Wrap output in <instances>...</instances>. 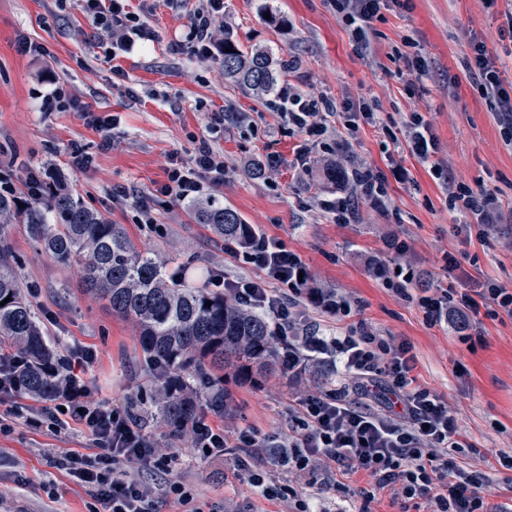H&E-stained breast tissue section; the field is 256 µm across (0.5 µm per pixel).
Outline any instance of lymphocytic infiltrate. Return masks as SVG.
Here are the masks:
<instances>
[{"instance_id":"obj_1","label":"lymphocytic infiltrate","mask_w":512,"mask_h":512,"mask_svg":"<svg viewBox=\"0 0 512 512\" xmlns=\"http://www.w3.org/2000/svg\"><path fill=\"white\" fill-rule=\"evenodd\" d=\"M82 2L92 26L111 33L113 49L130 51L145 37L147 16L132 11L129 0ZM328 2L349 27L356 44L364 47L382 9L406 7L408 0ZM223 15L224 0H206L196 13L189 38L198 57H210L217 48L215 31ZM464 37L462 71L512 143V80L504 81L484 41L470 31ZM273 110L302 137L295 153V164L302 170L330 122L336 120L351 128L362 120H376L366 102L338 103L285 86L275 95ZM403 128L409 154L429 165L437 179L447 180L448 171L437 159L439 143L429 120L412 112L404 119ZM165 174V182L146 196L136 198L128 188L114 187L113 202H133L138 223H153L159 198L171 204L196 200L207 187L223 184L224 155L204 138L191 163L170 156ZM351 174L348 184L338 185L319 201L321 209L339 224L356 217L352 194L377 208L387 195L389 182L403 184L411 179L409 170L399 163L391 164L386 174L362 166L352 168ZM449 207L472 214L483 227L492 223L496 212L494 197L487 189L462 183L455 184ZM232 253L254 269V276L234 280L218 274L211 283L270 319L274 335L284 339L279 353L282 368L296 377L305 372L307 361L324 355L338 367L339 379L335 388L300 399L295 419L283 435L262 437L248 430L221 428L204 419L195 422L190 449L196 458L215 460L231 449H244L255 463L247 471V481L256 488L264 487L268 480L259 464L269 460L301 477L322 468L360 472L375 488L408 500H423L427 512H508L506 507L490 506L476 491L473 479L449 463V451L460 445V426L437 394L417 385L408 342L386 341L363 325L342 336H323L304 324L297 297H306L313 306L334 316L349 314L350 306L336 293L315 286L305 272V263L281 240L255 231ZM418 304L430 325L455 316L466 321L482 313L492 318L512 317V289L488 281L455 299L444 293L423 295ZM42 414L53 431L74 423L93 437L94 451H66L54 458L53 465L82 486L101 512H159L162 497L181 505L190 503L191 496L180 481H166L157 491L143 480L147 471L169 472L170 456L158 453L126 412L108 401L88 398L78 379H71Z\"/></svg>"}]
</instances>
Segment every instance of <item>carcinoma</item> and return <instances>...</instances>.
Here are the masks:
<instances>
[{"mask_svg": "<svg viewBox=\"0 0 512 512\" xmlns=\"http://www.w3.org/2000/svg\"><path fill=\"white\" fill-rule=\"evenodd\" d=\"M224 47V78L256 94L272 88L273 59L267 51L239 49L228 30ZM17 215L29 237L58 263L80 265L87 293L133 324L144 370L160 382L153 417L172 432L186 436L203 414L224 411L225 368L251 385L272 369L280 341L264 316L205 283L168 274L151 253L136 248L124 225L105 219L72 192H56L47 214L35 207L20 214L12 198L1 197L0 216ZM196 219L227 240L241 241L250 230L229 207L209 205ZM7 297L10 301L1 304ZM2 348L22 363L18 381L24 393L50 400L67 388L68 369L22 293L6 250H0Z\"/></svg>", "mask_w": 512, "mask_h": 512, "instance_id": "obj_1", "label": "carcinoma"}]
</instances>
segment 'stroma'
<instances>
[{
  "mask_svg": "<svg viewBox=\"0 0 512 512\" xmlns=\"http://www.w3.org/2000/svg\"><path fill=\"white\" fill-rule=\"evenodd\" d=\"M148 16L150 39L134 51L104 60L110 37L94 29L81 0H0V176L22 181L32 170H51L115 224L124 225L139 250L165 261L167 272L189 267L194 279L206 272L250 277L254 271L224 249L208 225L196 223L191 202L160 206L158 227L133 221L132 207L112 205V189L134 188L146 195L162 184L171 153L190 161L202 137L224 154L222 186L209 197L233 207L245 223L282 240L307 265L316 283L351 304L346 316H329L300 300L310 324L342 336L366 325L377 336L411 343L414 376L447 403L460 424L461 449L449 459L464 468L494 504L512 505V318L481 317L461 331L454 324L428 325L416 302L421 289L457 295L488 279L512 288V145L478 92L462 77V35L485 38L512 77V42L501 40L504 4L486 10L483 0H410L406 11L385 12L374 21L368 50L357 49L348 28L327 0H224V25L243 50L267 49L276 62L278 84L331 100L365 99L382 121L401 124L411 112L424 113L439 142V159L452 181L492 190L500 211L484 234L466 230L467 218L448 209V192L427 166L399 148L386 156L378 129L360 122L356 130L332 125L326 138L336 158L386 169L388 159L408 168L413 181L391 184L381 208L357 204V217L334 223L319 205L318 184L325 157L315 149L307 171L291 167L300 135L280 130L269 108L270 95L240 91L224 78L221 53L198 58L186 36L203 0H135ZM44 45L46 55L16 50L18 36ZM412 39L426 63L423 76L410 74L393 51ZM123 75L115 77L113 66ZM64 86L97 112L117 115L112 147L98 149L100 135L83 113L44 112L43 96ZM226 112L224 130L210 134L209 113ZM94 158L82 172L68 163L71 142ZM285 163L255 175L254 160L267 149ZM387 235L408 245L389 251ZM9 247L13 269L39 315H52L48 335L64 357L83 349L94 358L82 374L93 397L126 409L131 398L149 394L131 322L112 314L105 301L86 294L78 266H64L33 242L23 224L0 226V247ZM452 253L459 270L442 258ZM413 269L409 298L386 285L385 271ZM319 376L292 379L276 372L258 385L225 378L229 393L223 422L262 435L286 430L296 400L324 388ZM21 412L0 432V512H89L91 499L51 465L62 450L90 451L92 437L73 425L54 433L35 426L41 407L20 398ZM152 435L172 458L171 475L190 487L204 512H294L295 507L253 492L233 459L202 461L188 439L152 422ZM271 484L294 487L310 512H422L414 501L386 490H369L362 474L319 473L316 482L270 468Z\"/></svg>",
  "mask_w": 512,
  "mask_h": 512,
  "instance_id": "1",
  "label": "stroma"
}]
</instances>
